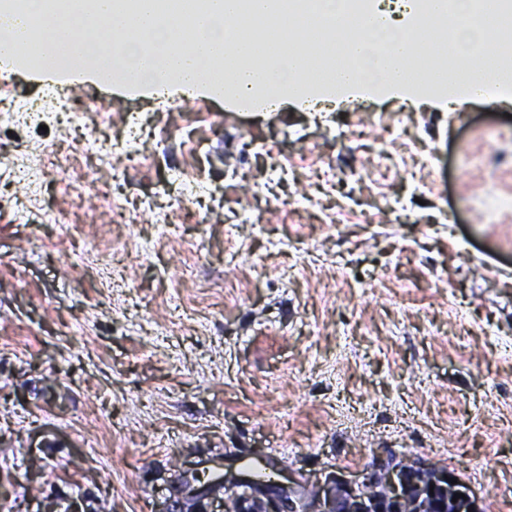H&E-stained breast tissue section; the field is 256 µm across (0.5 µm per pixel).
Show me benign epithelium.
<instances>
[{"label":"benign epithelium","instance_id":"1","mask_svg":"<svg viewBox=\"0 0 512 512\" xmlns=\"http://www.w3.org/2000/svg\"><path fill=\"white\" fill-rule=\"evenodd\" d=\"M413 469L429 472L421 479L409 481L408 469L393 465L381 473L371 472L360 482L341 479L331 486H312L305 493L298 488L271 480L262 482L252 472L237 477L219 476L198 485V478L183 479L177 486L178 501L161 512H210L209 500L225 490L230 496L224 500V512H433L435 495L431 491L448 494V506L453 512H479L478 499L462 482H450L454 474L431 468L420 461ZM465 498L453 500L454 494Z\"/></svg>","mask_w":512,"mask_h":512}]
</instances>
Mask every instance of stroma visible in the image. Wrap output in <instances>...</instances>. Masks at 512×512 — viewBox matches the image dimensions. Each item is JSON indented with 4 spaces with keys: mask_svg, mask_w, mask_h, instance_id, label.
I'll list each match as a JSON object with an SVG mask.
<instances>
[{
    "mask_svg": "<svg viewBox=\"0 0 512 512\" xmlns=\"http://www.w3.org/2000/svg\"><path fill=\"white\" fill-rule=\"evenodd\" d=\"M67 80L0 74V106ZM73 95L104 104L109 135L152 115L128 194L199 175L264 222L185 210L164 235L108 222L107 200L52 174L43 200L16 187L0 206V505L154 512L188 473L358 480L419 459L512 512V214L491 224L480 204L512 195V99L259 108L89 76ZM52 151L78 175L62 131H0L5 161ZM47 208L72 225L40 223Z\"/></svg>",
    "mask_w": 512,
    "mask_h": 512,
    "instance_id": "35a3bbf8",
    "label": "stroma"
}]
</instances>
